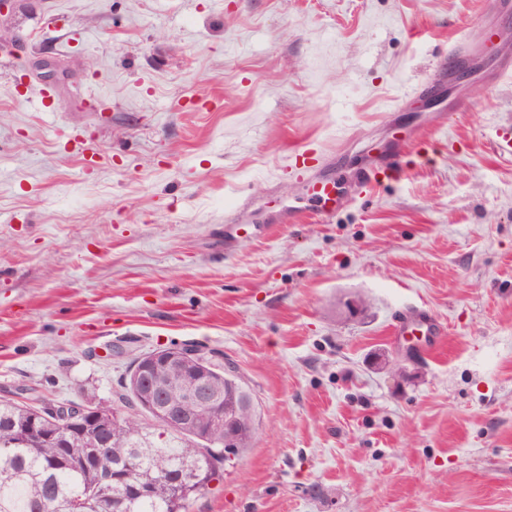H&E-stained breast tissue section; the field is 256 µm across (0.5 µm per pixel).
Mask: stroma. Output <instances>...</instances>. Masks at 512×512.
I'll return each mask as SVG.
<instances>
[{"instance_id":"obj_1","label":"stroma","mask_w":512,"mask_h":512,"mask_svg":"<svg viewBox=\"0 0 512 512\" xmlns=\"http://www.w3.org/2000/svg\"><path fill=\"white\" fill-rule=\"evenodd\" d=\"M7 24L0 392L114 404L135 357L191 346L256 435L186 512H512V0H24ZM44 50L53 112L21 68ZM398 141L400 174L351 193ZM298 147L349 193L281 224L313 208ZM418 312L430 354L394 333ZM34 68L42 81L59 83L64 78V71L53 58L39 56L34 62Z\"/></svg>"}]
</instances>
